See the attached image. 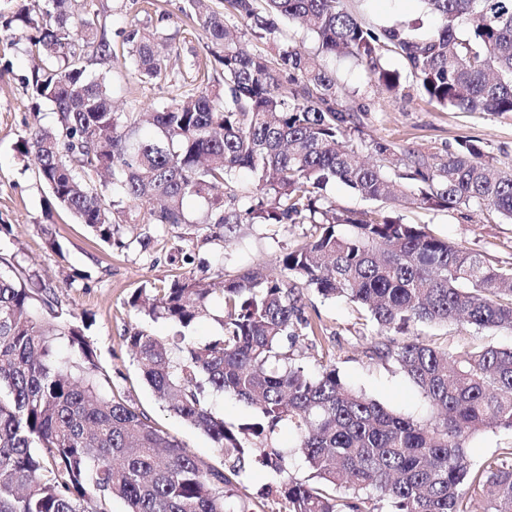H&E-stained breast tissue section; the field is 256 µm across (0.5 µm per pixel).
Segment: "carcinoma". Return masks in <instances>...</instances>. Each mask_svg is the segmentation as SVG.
Here are the masks:
<instances>
[{"mask_svg": "<svg viewBox=\"0 0 512 512\" xmlns=\"http://www.w3.org/2000/svg\"><path fill=\"white\" fill-rule=\"evenodd\" d=\"M3 26L20 33L38 63L33 96L54 107L52 126L33 124L15 151L32 162L53 200L103 243L118 237L127 209L142 224H183L203 234L226 224L309 223L313 240L282 253L271 271L190 272L140 289L129 305L177 328L163 341L144 329L125 338L156 396L204 432L222 455L214 466L190 454L151 417L107 392L110 376L88 339L87 319L64 311L54 288L3 261L0 267V512H226L231 477L253 461L277 476L269 491L287 512H512V446L479 469L467 440L487 429L512 431V348L453 353L419 337L393 335L417 323L512 330V265H493L468 247L405 224L383 209L346 213L320 204L330 182L361 196L396 199L386 169H405L401 198L419 209H486L512 221V172H494L477 141L464 139L429 160L390 142L360 137L356 110L325 60L363 64L381 93L403 75L384 54L407 63L428 100L470 114L512 112V0H423L436 20L381 26L359 20L346 0H221L251 21V34L277 41V20L298 21L318 42L310 54L277 46V67L247 54L207 0L186 14L205 33V50L224 82L197 71L180 90L157 33L123 38L124 62L141 80L165 81L164 102L116 112L110 101L112 44L83 7L68 0H7ZM255 194L236 203L224 191L240 170ZM189 200L202 210L192 219ZM366 306L382 339L377 359L396 363L428 402L426 422L403 417L349 388L328 366L314 376L292 363L284 344L316 335L303 289ZM210 317L206 342L184 330ZM67 342L74 354L58 350ZM213 393L245 401L256 422L228 426ZM295 435L309 476L297 477L279 435ZM388 510H381L380 503Z\"/></svg>", "mask_w": 512, "mask_h": 512, "instance_id": "cac0c4a2", "label": "carcinoma"}]
</instances>
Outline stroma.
Wrapping results in <instances>:
<instances>
[{"instance_id": "stroma-1", "label": "stroma", "mask_w": 512, "mask_h": 512, "mask_svg": "<svg viewBox=\"0 0 512 512\" xmlns=\"http://www.w3.org/2000/svg\"><path fill=\"white\" fill-rule=\"evenodd\" d=\"M100 25L114 52L123 50V34L132 29L157 32L169 43L168 66L186 69L204 63L205 37L186 18L188 0H95ZM349 9L367 22L393 24L420 20L430 31L435 21L421 0H348ZM32 68L27 44L13 31L0 28V256L35 272L56 290L63 306L90 316L87 332L97 349L101 367L112 378V390L129 405L145 411L156 426L201 459L221 465L212 440L187 424L159 401L143 380L125 336L145 328L155 336H172L171 326L137 315L129 300L139 289L164 285L175 276L208 263L211 270L236 275L250 267L273 269L284 250L305 245L314 228L309 224H237L229 234L208 230L206 236L187 234L185 226H153L148 249L131 245L108 248L90 230L75 223L65 210L50 208L49 193L34 169L18 158L15 144L32 118L42 125L55 121L52 105L34 103L26 79ZM336 72L350 91L348 106H363L360 113L364 140L382 139L423 155L445 156L460 140H478L488 160L512 170V113L469 114L443 110L430 103L413 82L396 95L378 93L363 66L338 59ZM166 92L152 82L130 74L123 60L112 63V103L115 111L159 105ZM398 213L404 222L424 225L432 235L467 246L486 259L512 264V222L473 209L425 211L405 204ZM181 246L186 263H170L172 246ZM306 315L319 327L318 336L300 337L292 358L308 371L319 365L335 366L348 386L394 413L427 419L430 408L418 388L398 365L372 358L370 347L377 330L367 312L343 299H327L315 291L304 293ZM412 335L440 349L462 352L478 346L510 347L512 331L475 330L419 324ZM273 477L251 464L234 484L245 487L254 512H284V502L265 493Z\"/></svg>"}]
</instances>
